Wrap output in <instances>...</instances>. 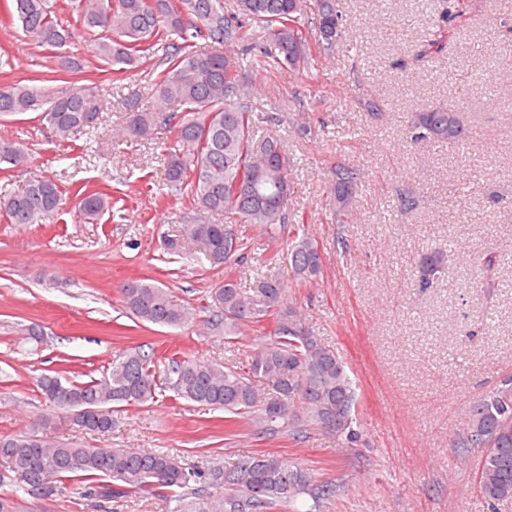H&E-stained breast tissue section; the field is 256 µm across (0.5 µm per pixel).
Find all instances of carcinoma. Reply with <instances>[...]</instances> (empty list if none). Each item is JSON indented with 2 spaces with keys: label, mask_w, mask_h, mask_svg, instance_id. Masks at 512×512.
<instances>
[{
  "label": "carcinoma",
  "mask_w": 512,
  "mask_h": 512,
  "mask_svg": "<svg viewBox=\"0 0 512 512\" xmlns=\"http://www.w3.org/2000/svg\"><path fill=\"white\" fill-rule=\"evenodd\" d=\"M251 7L231 10L224 0H3L11 20L45 50L67 46L70 32L60 13H76L88 29L107 35L96 56L128 72L142 60L159 57L163 69L153 83L154 104L124 98L123 126L117 140L143 138L164 126L166 147L163 177L168 188L188 198L194 217L180 233L166 237L168 256L184 253L189 242L203 246L212 267H247V241L225 242V215L238 224L263 230L272 252L265 267H283L282 275L255 272L249 283L224 278L212 289L202 308L194 307L169 288L133 279L121 288L124 307L138 321L162 327H182L207 313L204 323L213 333L233 340L242 328L270 326L269 338L254 348L242 366L187 355L146 353L139 347L120 353L100 379L74 383L58 376L38 380L46 410L21 434L0 437V486L10 485L29 495L52 496L77 485L91 496L133 498L150 493L162 502V512H302L307 495L315 506L335 496L336 485L317 483L306 468L281 454L260 452L226 466L213 461L204 468L187 467L165 451L88 448L55 442L50 435L65 420L78 431L105 435L118 414L154 399L159 367L175 396L224 412L225 428L242 423L262 434L286 432L300 436L311 429L331 435L341 448L359 441L352 410L357 382L343 359L305 325L300 308L287 298L291 287L319 280L323 258L318 241L306 231L304 216L281 248L280 236L290 220L288 201L292 165L282 139L258 136L249 106L226 97L239 82L263 85L273 70L306 76L314 55L329 54L341 37L343 14L337 0H248ZM432 38L414 51L423 63L441 53L459 29L463 0H443ZM40 79L0 86V119L36 113L40 123L60 139L98 129L99 109L94 88L63 81L50 88ZM358 104L373 118L381 100L358 95ZM405 135L410 143L466 145L469 133L451 107L417 112ZM31 163L26 146L0 139V166L25 168ZM336 223L347 222L353 191L360 180L356 166L336 164ZM64 191L47 175L32 176L21 191L0 199V212L11 224H51L57 219ZM78 218L98 220L112 210L104 191L79 193ZM235 259L224 258L226 246ZM458 253L450 244L419 262L417 287L432 286L445 263ZM464 432L454 447L466 456L480 450L476 473L479 495L490 512L512 502V376L465 406Z\"/></svg>",
  "instance_id": "1"
}]
</instances>
